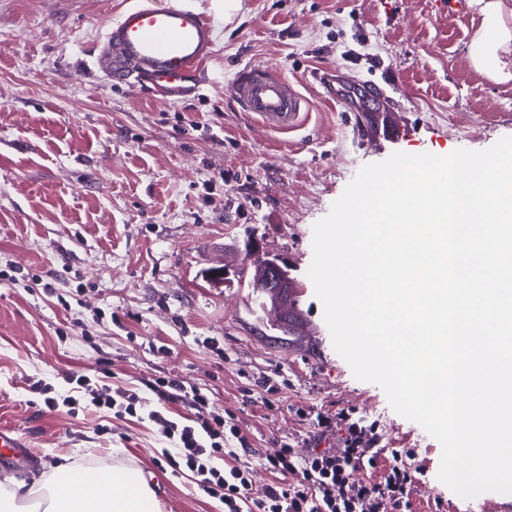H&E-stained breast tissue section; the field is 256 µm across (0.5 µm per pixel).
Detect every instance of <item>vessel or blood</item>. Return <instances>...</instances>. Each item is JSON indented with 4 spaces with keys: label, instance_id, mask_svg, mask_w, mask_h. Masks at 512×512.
Returning <instances> with one entry per match:
<instances>
[{
    "label": "vessel or blood",
    "instance_id": "vessel-or-blood-1",
    "mask_svg": "<svg viewBox=\"0 0 512 512\" xmlns=\"http://www.w3.org/2000/svg\"><path fill=\"white\" fill-rule=\"evenodd\" d=\"M215 46L214 25L185 0H132L109 22L95 59L115 84L145 87L166 101L202 90L204 66ZM229 96L269 129H299L303 95L269 66L246 65L227 82Z\"/></svg>",
    "mask_w": 512,
    "mask_h": 512
}]
</instances>
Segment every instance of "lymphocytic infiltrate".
I'll return each instance as SVG.
<instances>
[{
	"label": "lymphocytic infiltrate",
	"instance_id": "1",
	"mask_svg": "<svg viewBox=\"0 0 512 512\" xmlns=\"http://www.w3.org/2000/svg\"><path fill=\"white\" fill-rule=\"evenodd\" d=\"M151 390L161 401L195 409L190 424L167 419L158 410L150 417L173 444L172 453L165 456L167 464L196 473L198 488L220 498L224 512H410L412 508L411 491L423 472L413 463L414 452H393L392 464L382 465L375 447L376 424L350 411L315 419L318 440L335 437L336 447L321 445L300 456L284 443L264 455L263 463L274 479L257 492L249 466L223 464L229 455H254L248 436L211 410L205 392L169 376L155 381Z\"/></svg>",
	"mask_w": 512,
	"mask_h": 512
}]
</instances>
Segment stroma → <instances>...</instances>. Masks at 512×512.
<instances>
[{
    "label": "stroma",
    "instance_id": "35a3bbf8",
    "mask_svg": "<svg viewBox=\"0 0 512 512\" xmlns=\"http://www.w3.org/2000/svg\"><path fill=\"white\" fill-rule=\"evenodd\" d=\"M129 2L0 0V424L31 456L0 460V478L123 462L148 476L161 512H223L162 456L150 386L175 376L262 454L283 442L306 454L317 415L355 410L378 423L379 447L416 450L426 474L412 503L481 512V498H449L440 443L337 354L307 275L314 224L362 166L512 135V84L467 60L476 12L448 15L439 0H188L212 16L216 46L202 95L168 103L85 66ZM246 64L276 67L309 101L290 138L229 98ZM330 65L363 82L352 111L321 98L313 74ZM392 117L401 129L388 138ZM249 236L299 282L304 333H282L258 306L241 273ZM224 263L223 286L202 280ZM76 376L142 403L131 416L97 409ZM38 379L56 406L31 392Z\"/></svg>",
    "mask_w": 512,
    "mask_h": 512
}]
</instances>
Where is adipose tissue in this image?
Masks as SVG:
<instances>
[{"mask_svg":"<svg viewBox=\"0 0 512 512\" xmlns=\"http://www.w3.org/2000/svg\"><path fill=\"white\" fill-rule=\"evenodd\" d=\"M481 17L468 48L470 65L496 83L512 81V0H471ZM110 478L66 463L56 464L39 487L13 478L0 482V512H158L148 483L124 486L125 470Z\"/></svg>","mask_w":512,"mask_h":512,"instance_id":"obj_1","label":"adipose tissue"}]
</instances>
